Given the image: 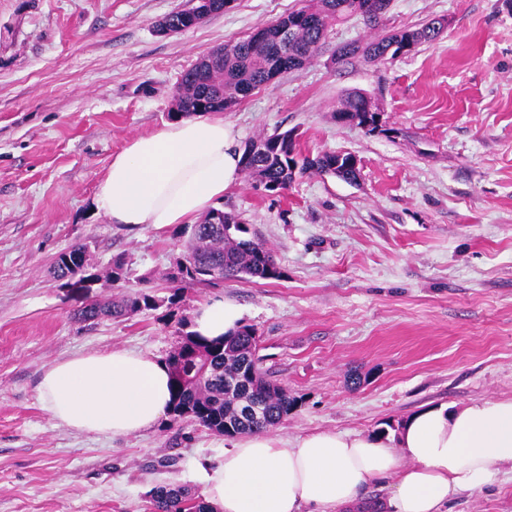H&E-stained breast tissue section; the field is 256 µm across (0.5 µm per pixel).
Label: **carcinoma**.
Wrapping results in <instances>:
<instances>
[{
    "mask_svg": "<svg viewBox=\"0 0 512 512\" xmlns=\"http://www.w3.org/2000/svg\"><path fill=\"white\" fill-rule=\"evenodd\" d=\"M224 0H191V7L164 18L168 28L183 30L201 14L223 11ZM391 0H307L306 5L259 28L248 39L226 43L203 55L181 77L174 93L170 117L177 119L208 112H226L274 77L303 69L325 43L329 27L361 16L377 24ZM438 20L416 29H392L370 42L353 41L336 48V56L361 55L371 61L395 56L391 47L411 41L418 47L440 35ZM367 99L349 94L336 111L340 124H352L366 114ZM262 149L242 153V170L264 190L278 193L305 173L329 174L354 181V170L336 168L338 154L303 155L296 149L295 134L277 132L259 137ZM217 210L204 215L184 230L183 260L166 274L172 294L160 298L136 292L100 299L94 285L83 286L91 301L78 310V319L90 325L103 318H129L174 303L195 287H215L226 278L278 280L282 271L265 243L249 235L238 216L224 212V223L215 224ZM90 252L74 244L55 258L54 274L64 282L81 283L88 276ZM189 321L178 322L179 340L165 362L171 373L170 422L189 419L224 436L274 429L297 408L288 388L264 375L259 367V339L254 327L244 324L222 339L210 340L187 330ZM151 512H214L203 499L183 487H156L151 491Z\"/></svg>",
    "mask_w": 512,
    "mask_h": 512,
    "instance_id": "carcinoma-1",
    "label": "carcinoma"
}]
</instances>
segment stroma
<instances>
[{
    "instance_id": "obj_1",
    "label": "stroma",
    "mask_w": 512,
    "mask_h": 512,
    "mask_svg": "<svg viewBox=\"0 0 512 512\" xmlns=\"http://www.w3.org/2000/svg\"><path fill=\"white\" fill-rule=\"evenodd\" d=\"M304 3L235 0L165 34L160 22L188 0H0V512H150L155 487L202 492L229 437L166 418L131 437L78 432L51 419L37 387L74 354L166 358L179 321L212 298L243 309L261 369L297 398L282 438L512 400V0H391L382 22L334 26L313 62L224 112L237 145L292 130L301 153L359 161L353 183L311 174L270 196L243 176L225 191L220 209L266 243L282 278H231L92 327L75 317L86 296L53 279L58 253L82 242L98 271L126 259L123 292L169 296L180 227L112 223L96 187L133 138L169 122L200 56ZM434 18L443 32L409 54H334ZM352 91L393 136L336 122ZM449 509L512 512V476Z\"/></svg>"
}]
</instances>
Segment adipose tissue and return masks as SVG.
<instances>
[{
	"label": "adipose tissue",
	"instance_id": "obj_1",
	"mask_svg": "<svg viewBox=\"0 0 512 512\" xmlns=\"http://www.w3.org/2000/svg\"><path fill=\"white\" fill-rule=\"evenodd\" d=\"M240 159L223 121L200 114L174 120L113 156L96 188V208L116 224L193 223L237 182ZM242 317L240 306L215 298L196 311L191 330L220 337ZM38 391L57 423L112 436L151 429L171 399L165 362L124 349L58 360ZM509 469L512 400H486L423 407L392 435L239 436L222 465L204 472L202 498L218 512H352L370 480L388 478L389 512H445L461 492L495 486Z\"/></svg>",
	"mask_w": 512,
	"mask_h": 512
}]
</instances>
